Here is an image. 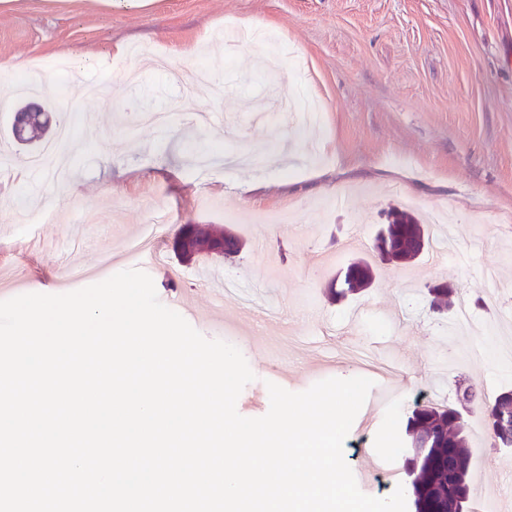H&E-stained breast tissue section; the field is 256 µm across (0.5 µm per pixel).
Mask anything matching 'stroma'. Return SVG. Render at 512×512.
Segmentation results:
<instances>
[{"label":"stroma","mask_w":512,"mask_h":512,"mask_svg":"<svg viewBox=\"0 0 512 512\" xmlns=\"http://www.w3.org/2000/svg\"><path fill=\"white\" fill-rule=\"evenodd\" d=\"M245 27L275 34L287 56L234 40ZM117 43L120 61L105 55ZM87 54L96 61L81 85L97 94L75 99L83 125L63 163L33 167L8 134L18 82L47 62L37 98L54 102V62ZM0 68V158L26 170L0 178V301L74 291L69 268L104 254L126 270L127 243L157 223L159 300L187 302L186 321L238 347L255 375L240 415L268 412L273 381L298 393L374 362L397 370L395 396L362 406L344 439L354 470L364 449L401 447L423 388L449 402L473 382L489 398L512 389V364L492 350L467 360L512 304V0H0ZM308 95L320 117L306 122ZM344 191L353 206L341 210ZM392 207L413 209L438 240L442 210L466 263L384 265L365 291L330 300L352 259H373ZM185 224L224 225L245 247L229 263L182 261L172 241ZM492 266L497 287L479 288ZM440 282L482 299L478 335L446 334L427 293ZM354 308L366 315L336 337V364L311 371L322 329ZM461 423L482 445L472 482L506 490L512 449L487 440L479 414Z\"/></svg>","instance_id":"stroma-1"}]
</instances>
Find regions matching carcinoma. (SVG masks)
I'll return each instance as SVG.
<instances>
[{"label": "carcinoma", "mask_w": 512, "mask_h": 512, "mask_svg": "<svg viewBox=\"0 0 512 512\" xmlns=\"http://www.w3.org/2000/svg\"><path fill=\"white\" fill-rule=\"evenodd\" d=\"M41 117L28 125L23 133L11 129L15 142L25 147L39 143L49 131V116L39 109ZM210 235L224 237L228 253L237 255L242 241L219 224L209 225ZM375 249L382 259L396 264L419 261L432 249V234L412 214L402 211L386 226V234L375 239ZM373 278L372 265L366 260L350 263L345 279L346 291L357 293L367 288ZM431 306L437 311L452 306L454 288L439 283L428 289ZM463 399L480 411L487 433L494 443L512 447V392L493 399L485 397L475 384L463 392ZM461 412L453 403L415 402L407 418L405 434L410 448H423L421 456L405 455L404 469L409 477L408 493L414 512H463L471 498L468 480L470 454L460 427Z\"/></svg>", "instance_id": "cac0c4a2"}]
</instances>
